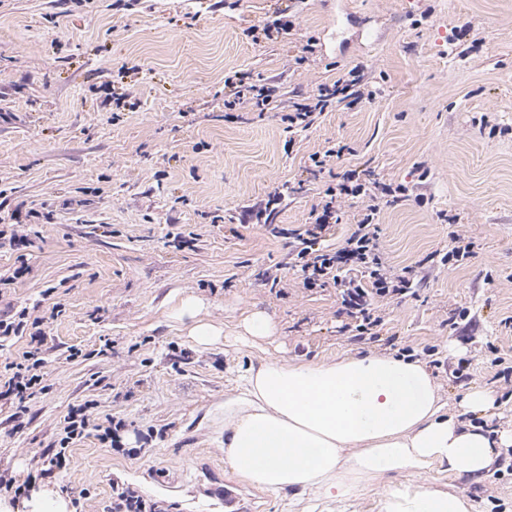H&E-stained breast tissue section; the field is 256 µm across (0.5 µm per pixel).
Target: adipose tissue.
Returning <instances> with one entry per match:
<instances>
[{
  "label": "adipose tissue",
  "mask_w": 512,
  "mask_h": 512,
  "mask_svg": "<svg viewBox=\"0 0 512 512\" xmlns=\"http://www.w3.org/2000/svg\"><path fill=\"white\" fill-rule=\"evenodd\" d=\"M510 446L512 430L461 421L425 364L403 356L268 358L242 369L224 400L225 463L269 491L300 490L322 505L406 472L416 484L390 488L383 512H473L465 495L421 477L436 470L483 478Z\"/></svg>",
  "instance_id": "adipose-tissue-1"
}]
</instances>
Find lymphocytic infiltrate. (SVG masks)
Returning a JSON list of instances; mask_svg holds the SVG:
<instances>
[{
	"label": "lymphocytic infiltrate",
	"mask_w": 512,
	"mask_h": 512,
	"mask_svg": "<svg viewBox=\"0 0 512 512\" xmlns=\"http://www.w3.org/2000/svg\"><path fill=\"white\" fill-rule=\"evenodd\" d=\"M340 94L359 101L373 97L374 91L364 73L349 70L332 86L320 88L318 95L309 98L308 102L283 101L289 128L307 129L312 125L315 113L324 112ZM367 193L368 183L361 180L359 172L346 171L337 185L328 187L312 205L309 224L291 233L292 258L304 274L303 286L322 288L334 285L343 312L355 318L353 330L361 336L371 333L382 322L378 314L379 299L404 295L411 290L410 280L385 266L380 257L379 227L374 222L379 212L378 205H368L363 219L345 238L343 246L332 249L323 242L325 232L331 224L338 222L342 206ZM46 342L45 332L36 330L21 361L0 365V400L10 401L17 413H25L27 400L44 390L41 369L45 363L43 347ZM89 425L87 406L81 405L70 411L65 419L59 448L53 456L44 459L37 472L38 478L55 477L57 472L67 468V448L84 437Z\"/></svg>",
	"instance_id": "1"
}]
</instances>
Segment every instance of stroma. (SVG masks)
<instances>
[{"mask_svg":"<svg viewBox=\"0 0 512 512\" xmlns=\"http://www.w3.org/2000/svg\"><path fill=\"white\" fill-rule=\"evenodd\" d=\"M280 5L0 0V229L24 223L29 239L0 248V308L42 322L49 345L46 390L21 430L0 401V470L36 472L70 409L91 403L94 429L42 483L70 512H112L118 484L176 512L227 483L249 512H301L224 461V399L261 351L332 362L408 347L450 408L487 388L488 427L512 428V380L498 376L512 365V0H297L293 30L254 43L249 28ZM311 42L312 61L295 65ZM356 66L375 97L289 130L282 100ZM237 71L277 91L228 120L224 78ZM122 87L135 108L113 105ZM339 142L349 154L311 171L310 155ZM350 169L406 186L378 225L387 263L414 288L381 299L384 321L360 341L333 286L302 287L287 237ZM283 183L268 224L253 223L247 202ZM453 231L471 254L446 264ZM189 296L225 332L255 310L274 330L257 349L198 347L173 316ZM112 423L117 446L97 431ZM500 458L482 480L434 473L427 484L465 494L476 512H512V447Z\"/></svg>","mask_w":512,"mask_h":512,"instance_id":"1","label":"stroma"}]
</instances>
